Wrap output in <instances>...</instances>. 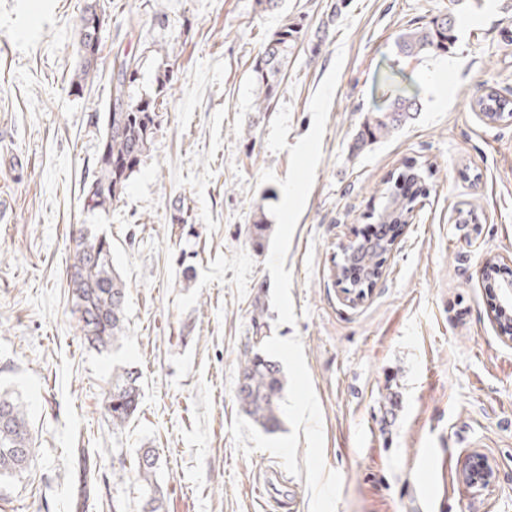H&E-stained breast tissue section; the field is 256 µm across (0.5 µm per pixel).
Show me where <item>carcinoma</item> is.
I'll list each match as a JSON object with an SVG mask.
<instances>
[{
  "mask_svg": "<svg viewBox=\"0 0 512 512\" xmlns=\"http://www.w3.org/2000/svg\"><path fill=\"white\" fill-rule=\"evenodd\" d=\"M98 15L97 4L88 3L83 9L77 30L79 69L73 80L75 92L84 90L97 77V52L100 34L89 29L88 18ZM453 28L452 19L436 16L419 26L403 29L395 41L406 58H422L448 49ZM297 39V28L284 26L266 44L253 65L257 88L256 111L269 109L278 95L288 54ZM140 58L132 54H116L112 63L111 89L107 102L95 109L101 124L96 167L83 181V196L87 207L106 209L118 200L127 180L148 155L155 130L157 99L136 98L131 84L136 80ZM482 111L495 115L512 113V103L492 95L479 102ZM419 110L416 97L398 94L390 97L384 107L366 117L359 132V149L392 136ZM414 200L400 196L388 187L381 192L383 223L402 220ZM272 225L263 213L255 214L251 232L255 245L264 246ZM73 249L69 256V289L75 312L78 313L80 335L89 346L100 351L114 346L127 336L126 287L112 266V242L88 224H82L72 236ZM385 247L355 242L343 253V264L356 263L365 270L363 281L355 287L363 289L380 270V258ZM284 375L279 363L255 351L245 356L240 365L238 402L242 413L266 432L281 427V400ZM141 382L137 371L116 368L112 385L105 392L104 405L112 428L122 429L137 416L141 404ZM34 453L27 407L13 393L0 389V478L13 477L27 470ZM158 458L148 448L138 460V481L148 495L142 512H165V494L156 480Z\"/></svg>",
  "mask_w": 512,
  "mask_h": 512,
  "instance_id": "1",
  "label": "carcinoma"
}]
</instances>
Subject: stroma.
<instances>
[{
  "instance_id": "35a3bbf8",
  "label": "stroma",
  "mask_w": 512,
  "mask_h": 512,
  "mask_svg": "<svg viewBox=\"0 0 512 512\" xmlns=\"http://www.w3.org/2000/svg\"><path fill=\"white\" fill-rule=\"evenodd\" d=\"M86 0H0V386L26 404L35 457L0 480V512H141L139 449H155L166 512H512V344L489 306L486 259L512 276V0H98L99 76L74 95ZM455 20L449 50L407 59L397 34ZM300 27L278 96L254 109V61ZM141 59L136 94L173 91L151 150L112 206L88 211L94 110L112 61ZM420 109L364 149L367 113L397 89ZM431 165L382 277L349 304L342 245L380 194ZM263 211L273 231L256 247ZM112 241L128 336L97 351L68 288L72 232ZM285 376L282 426L241 412L250 349ZM137 370V417L113 429L103 398ZM497 470L475 492L472 451Z\"/></svg>"
}]
</instances>
